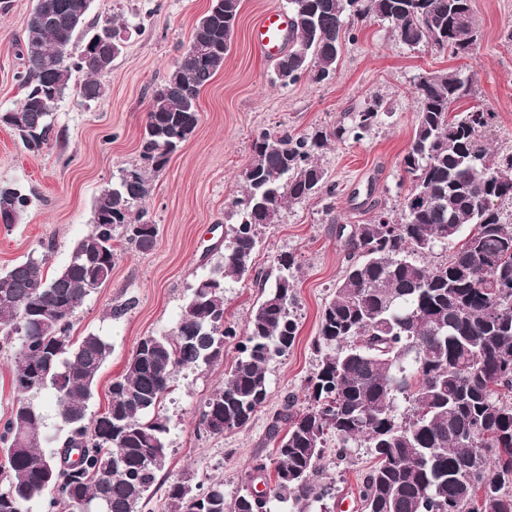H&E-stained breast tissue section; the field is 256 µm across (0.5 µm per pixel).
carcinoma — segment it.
Returning a JSON list of instances; mask_svg holds the SVG:
<instances>
[{"mask_svg":"<svg viewBox=\"0 0 512 512\" xmlns=\"http://www.w3.org/2000/svg\"><path fill=\"white\" fill-rule=\"evenodd\" d=\"M242 0H209L189 45L153 86L139 142L140 164L104 188L91 230L53 274L29 258L0 272V339L19 347L11 370L16 391L0 427V512H141L165 466L167 419L160 413L181 369L224 359L237 336L225 317L224 290L252 271L260 229L279 221L289 203L326 188L318 154L351 135L361 140L378 123V101L353 113L350 127L312 134L263 130L242 172L234 201L238 221L224 238V259L190 288L171 336H145L112 379L107 409L88 416L89 401L112 351L103 337L71 339L75 310L112 274L115 243L150 250L157 225L145 220L151 177L191 137L200 121L201 90L224 70ZM92 0H36L20 45L25 90L18 108L0 115L25 149L39 152L58 138L54 112L83 74L76 95L95 101L123 47L109 42L78 54L73 41L90 31L127 32L123 15L84 27ZM288 60L275 61L286 87L308 76L334 78L349 27L368 18L389 22L409 47L463 57L478 42L472 0H288ZM416 118L401 165L409 181L391 217L375 212L347 237V266L322 311L313 341L318 359L303 400L287 398L268 432L275 457L255 459L234 497L224 482L168 486L171 512H331L335 485L323 464L328 444L337 463L365 448L372 464L359 484L361 512H512V152L485 143L497 117L472 101L458 71L417 76ZM28 195L0 187V215L15 223ZM437 251L446 259L425 265ZM273 286L245 326L239 355L224 384L205 400L198 431L222 436L247 428L269 394V366L288 353L299 332L288 272L278 258ZM50 394L65 431L44 432L40 400ZM286 424L280 432L279 423ZM62 443L77 466L58 463L43 446ZM260 480L266 490L259 491Z\"/></svg>","mask_w":512,"mask_h":512,"instance_id":"1","label":"carcinoma"}]
</instances>
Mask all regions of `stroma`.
<instances>
[{
	"instance_id": "1",
	"label": "stroma",
	"mask_w": 512,
	"mask_h": 512,
	"mask_svg": "<svg viewBox=\"0 0 512 512\" xmlns=\"http://www.w3.org/2000/svg\"><path fill=\"white\" fill-rule=\"evenodd\" d=\"M209 0H94L89 23L119 12L130 26L125 51L103 82L104 95L88 105L65 96L55 110L60 136L39 152L26 150L17 134L0 122V186L15 187L30 202L14 224L0 223V271L27 258L45 260L55 271L64 265L76 241L91 226L92 206L101 190L122 169L139 161V140L149 93L188 45ZM34 0H12L0 15V114L17 108L24 92L16 73L19 45ZM286 0H242L241 12L224 69L199 96L200 121L190 139L153 177L145 203L146 218L157 224L153 248L141 253L118 250L108 281L91 293L73 317V338L89 333L106 337L112 354L102 369L89 404L105 410L108 389L139 340L168 336L175 330L190 288L224 255V237L237 220L233 200L243 190L241 174L252 159L255 135L265 129L307 134L318 128L349 125L350 115L372 101L384 112L361 141L334 140L319 154V164L334 196L287 205L277 224L263 229L252 277L229 284L226 317L244 331L260 297L255 275L276 279L277 258L292 254L299 333L288 354L269 367V398L246 429L210 437L196 427L199 411L238 355V342L224 344L223 361L177 373L161 410L168 419V456L164 474L148 492L142 512H170V481L222 479L226 496L245 484L255 457L274 452L268 427L285 397L302 396L317 361L311 344L319 319L346 267L340 230L367 223L376 208L399 209L401 160L412 138L416 116L414 78L425 72L459 69L474 76L478 98L491 106L497 122L488 145L512 150V0H473L480 33L473 54L453 59L427 48L394 40L390 24L359 22L343 46L335 77L316 83L302 78L280 86L273 61L251 39L255 19L270 9H286ZM125 313L109 317L110 308ZM328 477L336 481L335 512H359L358 485L370 465L365 450L350 462L333 465L326 450Z\"/></svg>"
}]
</instances>
